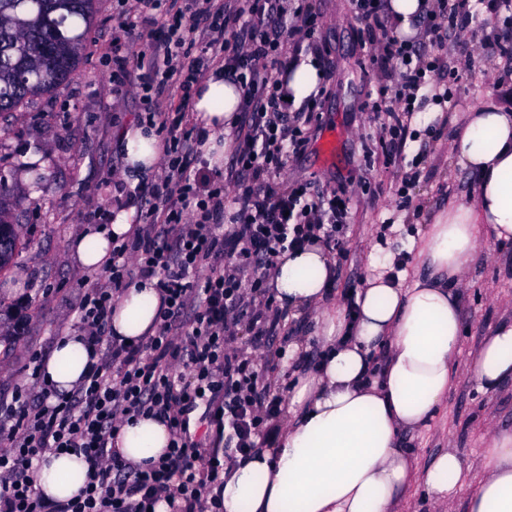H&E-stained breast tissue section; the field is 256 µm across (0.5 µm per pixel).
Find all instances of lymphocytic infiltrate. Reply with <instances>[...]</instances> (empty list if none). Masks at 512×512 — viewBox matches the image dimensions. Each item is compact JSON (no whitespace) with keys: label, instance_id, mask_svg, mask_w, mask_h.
Returning <instances> with one entry per match:
<instances>
[{"label":"lymphocytic infiltrate","instance_id":"f902f5d3","mask_svg":"<svg viewBox=\"0 0 512 512\" xmlns=\"http://www.w3.org/2000/svg\"><path fill=\"white\" fill-rule=\"evenodd\" d=\"M472 0H434L421 19L429 45L444 47L449 34L469 25ZM144 50L130 55L112 41L111 79L126 86L139 70L145 119L165 134V174L143 183L130 198L143 202L146 228L132 241L113 245L109 285L91 288L78 307L84 342L97 355L85 379L59 393L22 387L0 402V512H220L210 495L221 473L245 461L269 436L282 400L270 395L252 349L278 326L264 293L280 256L317 239L335 248L349 202L338 195L308 196L306 187L280 186L284 159L307 145L312 116L295 112L271 76L287 70L285 43L314 54L320 17L310 0L287 12L283 0H138ZM373 48L371 64L393 61L401 80L390 100L412 112L417 91L443 72V56H425L414 42L397 39L385 0H350ZM242 92L241 135L235 150V209L224 212V188L196 166L199 142L178 112L162 111L166 92L190 103L195 84L214 63ZM228 217L225 232L219 217ZM155 280L162 297L155 333L134 347L110 334L112 304L129 275ZM247 323L251 350L236 347L235 329ZM190 373L176 376V367ZM224 438L223 449L192 436L189 415ZM166 419L168 451L148 467L120 459L110 443L126 418ZM83 453L88 479L79 498L52 505L34 488V469L45 455Z\"/></svg>","mask_w":512,"mask_h":512}]
</instances>
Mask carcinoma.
I'll list each match as a JSON object with an SVG mask.
<instances>
[{
    "instance_id": "cac0c4a2",
    "label": "carcinoma",
    "mask_w": 512,
    "mask_h": 512,
    "mask_svg": "<svg viewBox=\"0 0 512 512\" xmlns=\"http://www.w3.org/2000/svg\"><path fill=\"white\" fill-rule=\"evenodd\" d=\"M96 0H0V112L52 92L83 59ZM0 238V272L13 264L17 225Z\"/></svg>"
}]
</instances>
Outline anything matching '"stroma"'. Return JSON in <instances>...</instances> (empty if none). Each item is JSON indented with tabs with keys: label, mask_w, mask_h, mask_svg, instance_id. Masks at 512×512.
<instances>
[{
	"label": "stroma",
	"mask_w": 512,
	"mask_h": 512,
	"mask_svg": "<svg viewBox=\"0 0 512 512\" xmlns=\"http://www.w3.org/2000/svg\"><path fill=\"white\" fill-rule=\"evenodd\" d=\"M321 17L316 37L325 70L318 108L308 126L309 144L289 157L279 179L306 185L310 193L339 194L349 200L340 250L334 251L336 278L325 307L349 301L365 277L376 272L377 251L392 253L407 275H415L409 237L425 232L449 204L470 198L472 178L449 150L453 116L489 101L512 105V55L491 50L507 33L504 13L487 16L477 6L466 31L450 36L443 50L458 74L448 99L432 100L430 88L417 93L415 110L403 115L406 148L394 162L385 159L386 113L372 111L379 88L399 78L390 63L372 68L362 26L349 0H312ZM136 13L135 0H96V23L83 60L54 92L17 111L0 114V186L9 219L23 247L14 267L0 272V396L31 386L33 355L47 356L60 336L77 331V308L105 273L89 272L73 259L70 245L87 227L111 223L121 207L118 182L133 183L118 146V134L141 122L136 83L112 86L106 58L113 38L139 53L136 34L118 26L120 15ZM336 134V152L324 157L321 140ZM43 155L41 184L29 175V151ZM465 329L458 384L428 429L403 433L418 466L455 449L472 468L488 425L512 427V383L493 394L479 390L469 373L484 336L512 321V244L481 237L460 291ZM316 315L303 312L281 320L277 336L255 353L257 368L274 394L287 391L284 350L291 340L305 344L301 365L318 352Z\"/></svg>",
	"instance_id": "stroma-1"
}]
</instances>
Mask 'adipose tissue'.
<instances>
[{"label": "adipose tissue", "instance_id": "obj_1", "mask_svg": "<svg viewBox=\"0 0 512 512\" xmlns=\"http://www.w3.org/2000/svg\"><path fill=\"white\" fill-rule=\"evenodd\" d=\"M322 68L299 56L282 78L294 107L319 92ZM241 91L214 69L195 91L201 152L221 164L241 107ZM131 174L160 162L159 139L133 124L121 134ZM450 149L473 177L472 200L449 207L420 238L411 240L418 275L406 278L383 264L355 293L353 311L327 309L323 301L336 261L313 242L281 255L271 274L281 309L317 311L321 361L298 371L288 388L290 418L272 447L260 448L226 471L216 492L223 512H394L411 483L450 507L467 490V512H512V429L494 428L481 450V473L454 450L417 466L399 445L401 433L428 427L460 377L463 332L458 295L468 263L488 229L512 242V107L481 104L464 112ZM135 209L121 211L104 229L88 228L71 244L81 267L106 270L113 242L132 236ZM160 305L153 281L130 283L112 306L113 335L136 342L154 334ZM90 354L80 334L60 337L38 375L65 393L85 377ZM473 377L487 392L512 380V323L485 336L473 361ZM170 444L165 423L150 417L125 421L112 441L118 456L139 464L159 458ZM88 465L73 452L46 455L35 488L65 503L84 488Z\"/></svg>", "mask_w": 512, "mask_h": 512}]
</instances>
